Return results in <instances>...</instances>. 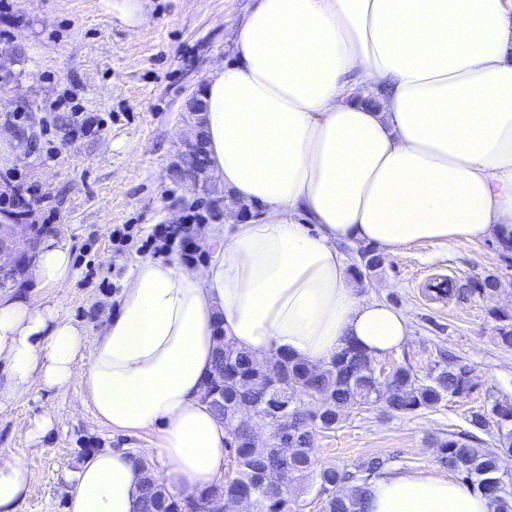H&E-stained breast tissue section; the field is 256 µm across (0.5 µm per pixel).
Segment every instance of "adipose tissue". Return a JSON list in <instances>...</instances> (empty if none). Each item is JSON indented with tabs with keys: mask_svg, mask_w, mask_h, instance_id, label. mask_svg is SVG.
<instances>
[{
	"mask_svg": "<svg viewBox=\"0 0 512 512\" xmlns=\"http://www.w3.org/2000/svg\"><path fill=\"white\" fill-rule=\"evenodd\" d=\"M236 56L200 91L213 177L249 218L202 225L203 263L136 257L93 345L61 311L0 291V401L79 383L112 429L158 431L169 488L221 482L228 431L203 401L219 340L319 366L353 343L378 358L409 319L370 300L347 251L512 244V0H257ZM70 242H42L25 277L71 273ZM66 512H140L135 457L104 449L72 478ZM22 461L0 457V512ZM366 512H491L452 476L389 473Z\"/></svg>",
	"mask_w": 512,
	"mask_h": 512,
	"instance_id": "obj_1",
	"label": "adipose tissue"
}]
</instances>
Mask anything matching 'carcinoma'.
Wrapping results in <instances>:
<instances>
[{"instance_id": "1", "label": "carcinoma", "mask_w": 512, "mask_h": 512, "mask_svg": "<svg viewBox=\"0 0 512 512\" xmlns=\"http://www.w3.org/2000/svg\"><path fill=\"white\" fill-rule=\"evenodd\" d=\"M358 254L354 274L361 280L384 264L374 248L361 247ZM275 359L272 364L226 344L217 346L203 398L224 419L238 414L248 420L245 430L229 432L224 481L185 494L165 486L154 464L141 459L142 512H212L232 499L246 500L248 512H303L305 496L312 492L320 501L319 512H364L367 485L384 469V460L374 458L355 471L319 467L314 455L317 432L335 429L341 413L354 406L411 414L434 408L449 396L466 397L472 388L469 366L451 355L445 366L423 378L409 367H397L381 394L371 383L373 358L352 344L321 368L284 354ZM275 408L290 415L292 424L269 440L263 434ZM467 424L470 431L450 433L437 443L440 463L481 491L492 512H512V497L503 501L493 492L499 453L512 454V403L495 400L471 410ZM479 433L494 434L495 448L484 446ZM285 473L302 482L301 492L293 497L281 485Z\"/></svg>"}]
</instances>
